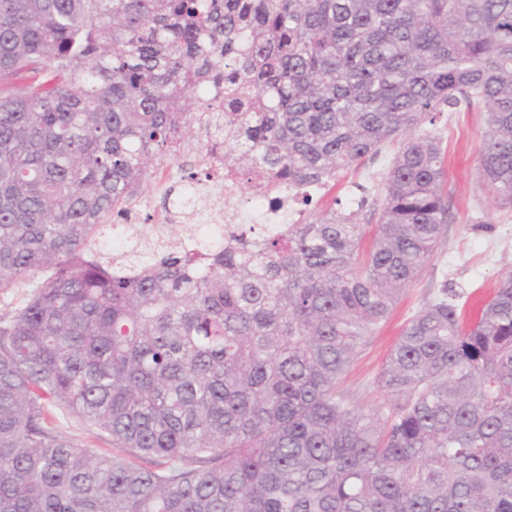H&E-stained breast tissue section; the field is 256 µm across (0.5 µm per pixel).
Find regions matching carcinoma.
<instances>
[{
	"mask_svg": "<svg viewBox=\"0 0 512 512\" xmlns=\"http://www.w3.org/2000/svg\"><path fill=\"white\" fill-rule=\"evenodd\" d=\"M463 109L512 208V0H0V294L41 273L0 313V512H512L511 273L469 319L434 289L382 403L343 389L452 221L422 125ZM195 126L267 197L398 144L375 223L112 253L154 174L208 182ZM51 427L60 436L72 440L80 448H91L95 452L123 454L112 448L111 438L97 427L89 426L78 419L49 407Z\"/></svg>",
	"mask_w": 512,
	"mask_h": 512,
	"instance_id": "carcinoma-1",
	"label": "carcinoma"
}]
</instances>
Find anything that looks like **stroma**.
Returning <instances> with one entry per match:
<instances>
[{
	"mask_svg": "<svg viewBox=\"0 0 512 512\" xmlns=\"http://www.w3.org/2000/svg\"><path fill=\"white\" fill-rule=\"evenodd\" d=\"M434 130L442 137L445 149L448 195L453 220L447 225L442 247L433 265L407 290L389 320L364 347L345 382L348 396L361 406L380 403L384 394L373 385L390 349L407 320L422 308L430 289L449 286L457 293L489 296L502 276L512 272V210L499 208L477 187V158L485 129V115L479 111L443 112L434 117ZM396 152L386 146L375 159L367 161L359 174L347 175L321 188L309 204L296 205L292 221L311 223L332 209L350 210L356 198L357 184L372 185ZM182 193L185 182L176 169H168L147 181L140 189L142 207L134 217L133 227L118 229L120 240L138 235L149 240L167 238L177 232V225L167 223L171 203L165 200L166 189ZM51 426L60 436L78 447L108 453L110 437L96 427L61 413L50 412Z\"/></svg>",
	"mask_w": 512,
	"mask_h": 512,
	"instance_id": "35a3bbf8",
	"label": "stroma"
}]
</instances>
